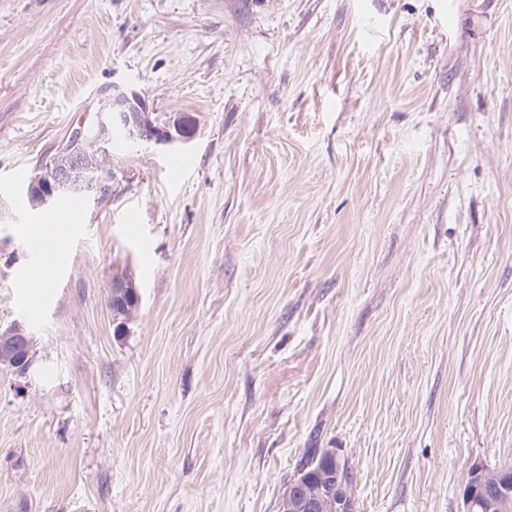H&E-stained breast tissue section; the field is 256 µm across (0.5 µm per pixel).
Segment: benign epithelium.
Returning a JSON list of instances; mask_svg holds the SVG:
<instances>
[{"label":"benign epithelium","instance_id":"1","mask_svg":"<svg viewBox=\"0 0 512 512\" xmlns=\"http://www.w3.org/2000/svg\"><path fill=\"white\" fill-rule=\"evenodd\" d=\"M96 125L100 131L96 150L81 148L87 132L80 127L72 134L71 147L59 152L28 178L24 192L31 208L48 209L65 193L79 194L96 203L111 194L113 175L102 158L113 131L136 144H174L191 138V124L187 119L178 116L161 123L152 117L145 101L137 94L116 88L112 97L104 100ZM107 300L113 316H122L127 302H139L135 281L122 276L112 278ZM33 346L34 336L25 322L15 321L0 329V366L26 370L33 360ZM330 458L332 464L316 475L307 473L305 468L298 473L283 496L282 512H322L323 501L311 489L314 481L336 492V512H356L352 477L343 475L347 462L333 451ZM463 498L464 512H512V467L494 471L472 468V481Z\"/></svg>","mask_w":512,"mask_h":512}]
</instances>
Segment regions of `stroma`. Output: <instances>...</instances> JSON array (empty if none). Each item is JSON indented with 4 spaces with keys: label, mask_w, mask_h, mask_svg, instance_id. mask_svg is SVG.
<instances>
[{
    "label": "stroma",
    "mask_w": 512,
    "mask_h": 512,
    "mask_svg": "<svg viewBox=\"0 0 512 512\" xmlns=\"http://www.w3.org/2000/svg\"><path fill=\"white\" fill-rule=\"evenodd\" d=\"M113 87L193 136L114 142L36 319L0 223V512H281L313 448L463 512L512 465V0H0V204ZM108 306L115 316V321L123 316V309L126 308L128 301H134L135 305L139 302V293L135 281L122 276L112 277L109 283L107 293ZM34 336L23 321L0 329V366L25 371L33 360Z\"/></svg>",
    "instance_id": "1"
}]
</instances>
